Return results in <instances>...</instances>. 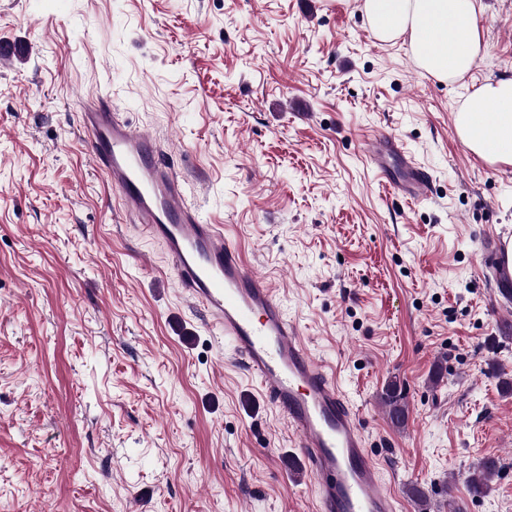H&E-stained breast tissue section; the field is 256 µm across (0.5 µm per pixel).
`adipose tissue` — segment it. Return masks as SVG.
Wrapping results in <instances>:
<instances>
[{"label":"adipose tissue","mask_w":512,"mask_h":512,"mask_svg":"<svg viewBox=\"0 0 512 512\" xmlns=\"http://www.w3.org/2000/svg\"><path fill=\"white\" fill-rule=\"evenodd\" d=\"M373 36L403 42L419 69L448 83L470 73L483 50L480 0H354ZM456 133L475 155L512 165V77L476 88L454 111Z\"/></svg>","instance_id":"adipose-tissue-1"}]
</instances>
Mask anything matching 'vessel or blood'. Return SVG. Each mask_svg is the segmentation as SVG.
<instances>
[{
	"mask_svg": "<svg viewBox=\"0 0 512 512\" xmlns=\"http://www.w3.org/2000/svg\"><path fill=\"white\" fill-rule=\"evenodd\" d=\"M117 110L103 96L81 112L90 157L117 190L125 216L161 242L182 293L229 338L236 360L295 435L317 512H396L352 406L334 374L312 358L276 290L252 270L223 225L208 223L190 202L184 178L161 160L157 140L119 120ZM367 148L395 193L415 203L429 199L428 174L404 156L396 138L375 137ZM390 156L401 158L406 181L390 178L384 166Z\"/></svg>",
	"mask_w": 512,
	"mask_h": 512,
	"instance_id": "b4317fda",
	"label": "vessel or blood"
}]
</instances>
